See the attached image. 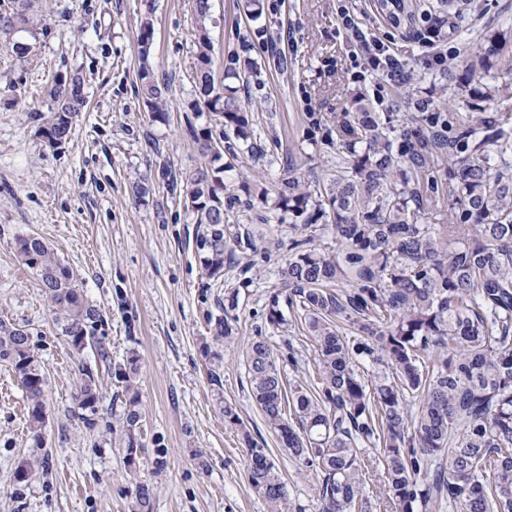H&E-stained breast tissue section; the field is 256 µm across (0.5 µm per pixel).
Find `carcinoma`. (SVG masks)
<instances>
[{
  "label": "carcinoma",
  "mask_w": 512,
  "mask_h": 512,
  "mask_svg": "<svg viewBox=\"0 0 512 512\" xmlns=\"http://www.w3.org/2000/svg\"><path fill=\"white\" fill-rule=\"evenodd\" d=\"M429 30L410 26L417 38L452 32L468 0H422ZM33 0H12L0 13V34L34 25ZM399 26L403 0H377ZM210 0H196L194 33L196 105L209 120L191 129L192 139L211 162L183 175L185 209L195 224V248L202 276L219 280L224 268L241 266L240 255L257 254L252 232H230L221 222L238 202L212 163L225 157L234 168L241 153L260 162L265 147L254 139L235 88L215 82L207 29ZM153 24L146 19L138 35L141 93L152 113L165 119L169 87L148 65ZM499 61L500 83L485 77ZM468 75L491 100L512 89V51L497 40L464 59ZM83 78L56 82L43 137L50 145L67 140L73 118L84 110ZM420 113L398 129L391 112H372L363 95L352 110L336 117V139L324 140L334 159L329 177L310 186L290 175L279 188L275 208L328 224L288 225V259L280 268L281 290L270 293L264 324L247 344L246 369L251 396L282 447L318 477L317 512H512V128L498 127L492 146L478 137L469 113ZM455 154L454 168L444 159ZM455 207L440 213L439 203ZM439 215L427 223L425 217ZM327 234L335 246L321 244ZM17 251L58 317L61 332L75 349L95 339L99 310L79 291L75 272L42 239L17 240ZM301 315L313 353L314 382H290L284 367L306 365L296 337L283 334L282 306ZM238 291L224 293L218 314L209 316L212 342L200 352L209 380L222 381L223 356L216 346L237 335ZM348 322L355 336L341 334ZM279 336L275 342L272 337ZM0 361L11 366L27 399V425L36 443L46 426V375L27 329L0 320ZM139 357L108 363L120 384L119 440L124 464L139 468L148 456L157 469L168 449L141 442L146 419L139 386ZM383 371L366 384L359 365ZM75 392L79 418L89 430L98 424L103 396L98 368L79 370ZM224 423L241 436L246 476L267 512H286L288 488L275 463L230 405ZM383 484L372 501L367 488ZM154 488L135 486L133 512H151Z\"/></svg>",
  "instance_id": "1"
}]
</instances>
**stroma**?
<instances>
[{
	"instance_id": "1",
	"label": "stroma",
	"mask_w": 512,
	"mask_h": 512,
	"mask_svg": "<svg viewBox=\"0 0 512 512\" xmlns=\"http://www.w3.org/2000/svg\"><path fill=\"white\" fill-rule=\"evenodd\" d=\"M257 21L244 0H212L207 23L216 74L227 55L257 60L260 80L239 86L250 124L269 153L268 162L241 156L223 179L240 202L232 225L264 239L287 240L291 214L262 202L255 184L280 187L286 171L302 181L324 178L334 166L321 141L336 132V117L366 92L378 112L403 123L418 100L468 107L479 117L512 121V94L487 101L466 83L459 60L494 37L512 44V0H472L454 36L434 42L448 52V67L427 62L420 41L378 15L373 0H261ZM353 10L362 27L389 45L404 66L399 80L369 74L356 81L354 49L340 26L339 5ZM32 32L0 37V319L25 326L47 377V421L41 447L27 428V407L9 366L0 363V512H130L135 485L155 486L153 512H266L245 476L236 430L224 423L220 402L232 404L244 425L261 434L288 484L289 512H315L318 479L298 467L269 431L252 400L243 361L246 344L261 323L270 292L280 285L287 250H275L257 266L254 282L239 291L238 338L224 348L221 387L211 385L200 345L209 339L207 314L233 286L231 276L202 278L188 239L192 217L168 185V170L190 171L203 158L190 127L207 122L196 106V0H42ZM154 34L149 63L169 86L167 119H153L138 80V34L143 19ZM268 30V44L253 43L254 25ZM32 43L18 61L10 42ZM80 74L88 97L73 121L70 139L44 143L40 127L50 101L45 85ZM315 108L326 127L311 131ZM149 192L140 197L138 185ZM37 235L80 278L85 299L101 314L97 342L75 350L62 336L48 303L16 251V240ZM104 343L112 361L137 352L146 424L143 442L162 438L166 464L143 463L129 471L122 444L106 431L118 424L121 406L107 370H100L103 403L97 430L78 419L74 400L79 368L98 360ZM208 462L199 469L195 452ZM27 478L18 479L23 466Z\"/></svg>"
}]
</instances>
